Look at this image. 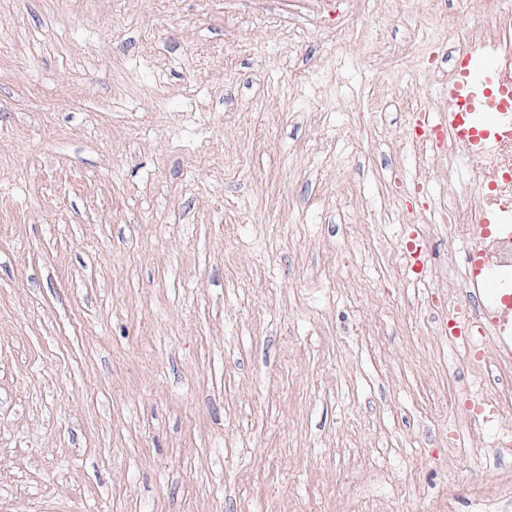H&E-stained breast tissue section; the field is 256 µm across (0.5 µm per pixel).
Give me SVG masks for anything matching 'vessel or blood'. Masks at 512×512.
I'll return each mask as SVG.
<instances>
[{"label": "vessel or blood", "instance_id": "1", "mask_svg": "<svg viewBox=\"0 0 512 512\" xmlns=\"http://www.w3.org/2000/svg\"><path fill=\"white\" fill-rule=\"evenodd\" d=\"M439 104L448 114L449 135L462 142L467 158L484 161L512 139V39L471 41L461 48ZM481 282L488 303L512 299L511 284L489 273Z\"/></svg>", "mask_w": 512, "mask_h": 512}]
</instances>
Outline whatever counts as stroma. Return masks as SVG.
I'll use <instances>...</instances> for the list:
<instances>
[{
  "mask_svg": "<svg viewBox=\"0 0 512 512\" xmlns=\"http://www.w3.org/2000/svg\"><path fill=\"white\" fill-rule=\"evenodd\" d=\"M455 8L0 0V512H512L506 343L440 326L481 172L408 140Z\"/></svg>",
  "mask_w": 512,
  "mask_h": 512,
  "instance_id": "stroma-1",
  "label": "stroma"
}]
</instances>
